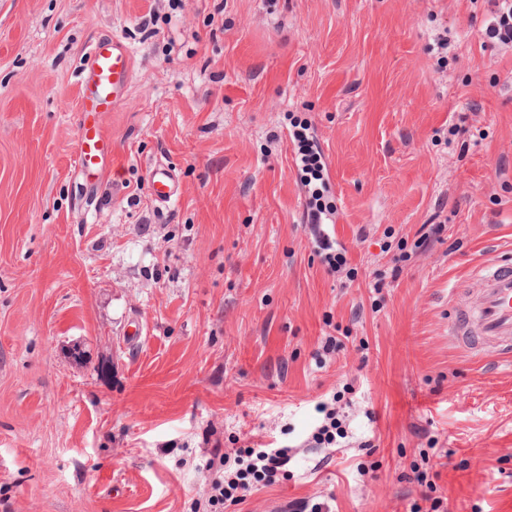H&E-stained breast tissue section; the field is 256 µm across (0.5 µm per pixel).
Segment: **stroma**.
I'll return each instance as SVG.
<instances>
[{
  "label": "stroma",
  "instance_id": "1",
  "mask_svg": "<svg viewBox=\"0 0 512 512\" xmlns=\"http://www.w3.org/2000/svg\"><path fill=\"white\" fill-rule=\"evenodd\" d=\"M491 19L488 0H0V512H199L239 433L287 445L288 476L224 512H407L434 448L447 512H512V362L448 341L454 288L512 255ZM104 36L133 75L89 179L77 73ZM339 391L346 436L317 447ZM295 139H297L301 146L299 147V152L301 158V171L305 174L303 177L305 183L309 184L311 182V178L315 180L321 179V172L323 169V166L321 164V156L318 153H314L312 150H310L308 142H306L305 139H307L302 131H298L294 134ZM308 141V139H307ZM308 174H310V178L308 179ZM150 188L154 196L163 202L170 201L176 195L174 178L169 169L155 168L150 177Z\"/></svg>",
  "mask_w": 512,
  "mask_h": 512
}]
</instances>
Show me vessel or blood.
I'll use <instances>...</instances> for the list:
<instances>
[{"instance_id": "1", "label": "vessel or blood", "mask_w": 512, "mask_h": 512, "mask_svg": "<svg viewBox=\"0 0 512 512\" xmlns=\"http://www.w3.org/2000/svg\"><path fill=\"white\" fill-rule=\"evenodd\" d=\"M132 77L126 47L113 38L90 43L80 74L81 119L77 163L90 175H100L112 162V142L101 125L102 113L112 111ZM150 188L163 202L176 194L170 170L153 169ZM477 303H453L448 317V339L463 353L477 356L485 348L512 357V259L497 258L480 266Z\"/></svg>"}]
</instances>
